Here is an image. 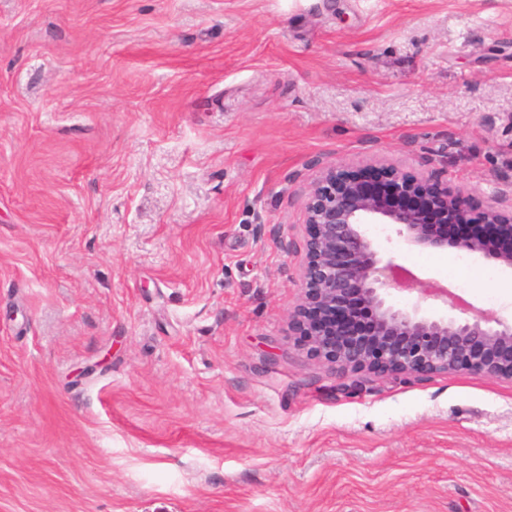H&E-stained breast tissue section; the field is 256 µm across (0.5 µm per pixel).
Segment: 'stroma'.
<instances>
[{
	"mask_svg": "<svg viewBox=\"0 0 512 512\" xmlns=\"http://www.w3.org/2000/svg\"><path fill=\"white\" fill-rule=\"evenodd\" d=\"M377 156L512 197V0H0V512H512V381L342 392L288 330L311 181Z\"/></svg>",
	"mask_w": 512,
	"mask_h": 512,
	"instance_id": "stroma-1",
	"label": "stroma"
}]
</instances>
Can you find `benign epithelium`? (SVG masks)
I'll return each mask as SVG.
<instances>
[{"label": "benign epithelium", "instance_id": "7a95c632", "mask_svg": "<svg viewBox=\"0 0 512 512\" xmlns=\"http://www.w3.org/2000/svg\"><path fill=\"white\" fill-rule=\"evenodd\" d=\"M431 210L512 240V203L497 199L479 211L462 189L438 185L428 176L409 177L385 157L322 168L305 202L302 295L289 313V328L311 355L342 376L466 370L512 381V321L480 313L464 320L425 315L420 303L430 299L471 312L433 286L417 289L418 303L409 310L389 301L390 290L412 291L419 281L385 256L367 234L368 224L394 227L413 250L451 248L512 272L511 246L491 252L478 233L450 240L439 225L426 223Z\"/></svg>", "mask_w": 512, "mask_h": 512}]
</instances>
